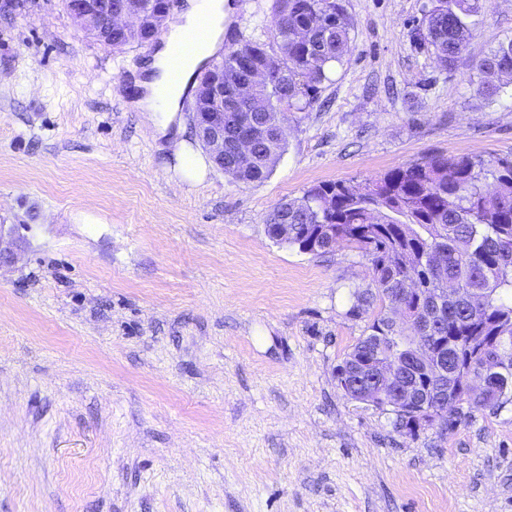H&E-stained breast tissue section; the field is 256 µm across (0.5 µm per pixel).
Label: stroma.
<instances>
[{
	"label": "stroma",
	"instance_id": "35a3bbf8",
	"mask_svg": "<svg viewBox=\"0 0 512 512\" xmlns=\"http://www.w3.org/2000/svg\"><path fill=\"white\" fill-rule=\"evenodd\" d=\"M351 48L288 112L263 181L171 151L121 95L154 53L78 30L63 0L0 10V512H512V401L405 434L335 376L366 334L369 263L274 242L268 214L432 155L512 158V94L476 62L512 39L486 0L440 65L431 0H341ZM225 44L276 52V0H227Z\"/></svg>",
	"mask_w": 512,
	"mask_h": 512
}]
</instances>
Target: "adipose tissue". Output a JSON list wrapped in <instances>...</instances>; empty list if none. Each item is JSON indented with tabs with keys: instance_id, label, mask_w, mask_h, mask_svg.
I'll use <instances>...</instances> for the list:
<instances>
[{
	"instance_id": "1",
	"label": "adipose tissue",
	"mask_w": 512,
	"mask_h": 512,
	"mask_svg": "<svg viewBox=\"0 0 512 512\" xmlns=\"http://www.w3.org/2000/svg\"><path fill=\"white\" fill-rule=\"evenodd\" d=\"M206 11L223 15L224 0H198L197 4L181 15L170 26L164 46L155 52L144 70V78L137 83L140 90L137 107L146 115L154 139L168 143L175 173L189 183L203 179L208 162L204 154L190 147L185 138V128L177 122L176 116L185 78L191 76L199 62L211 52L212 46L202 44L178 65L173 62L171 47L190 31L197 29L199 17Z\"/></svg>"
}]
</instances>
